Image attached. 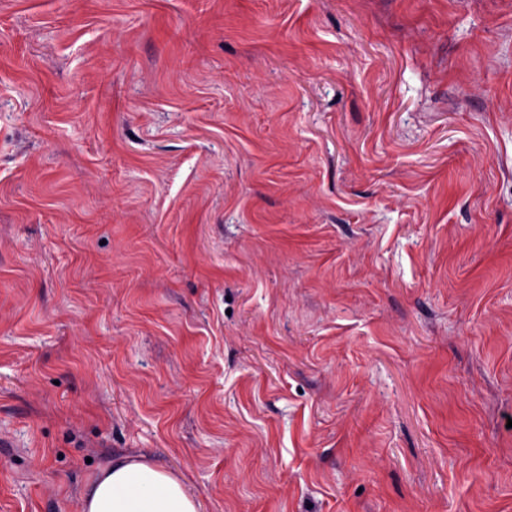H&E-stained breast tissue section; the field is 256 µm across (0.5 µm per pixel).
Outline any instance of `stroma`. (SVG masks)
<instances>
[{
	"label": "stroma",
	"instance_id": "1",
	"mask_svg": "<svg viewBox=\"0 0 512 512\" xmlns=\"http://www.w3.org/2000/svg\"><path fill=\"white\" fill-rule=\"evenodd\" d=\"M119 457L512 512V0H0V512Z\"/></svg>",
	"mask_w": 512,
	"mask_h": 512
}]
</instances>
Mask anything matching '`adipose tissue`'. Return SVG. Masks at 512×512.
Listing matches in <instances>:
<instances>
[{
    "mask_svg": "<svg viewBox=\"0 0 512 512\" xmlns=\"http://www.w3.org/2000/svg\"><path fill=\"white\" fill-rule=\"evenodd\" d=\"M80 512H199V502L172 472L141 458H119L96 475Z\"/></svg>",
    "mask_w": 512,
    "mask_h": 512,
    "instance_id": "adipose-tissue-1",
    "label": "adipose tissue"
}]
</instances>
